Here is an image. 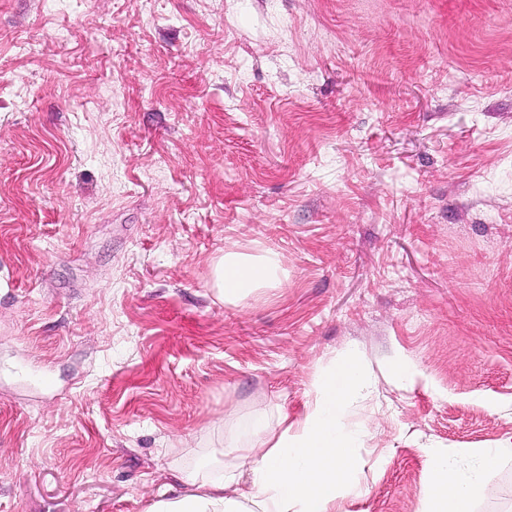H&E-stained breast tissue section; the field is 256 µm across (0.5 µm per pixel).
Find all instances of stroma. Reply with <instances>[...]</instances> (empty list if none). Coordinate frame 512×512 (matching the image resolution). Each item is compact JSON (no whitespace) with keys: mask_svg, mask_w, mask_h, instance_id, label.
<instances>
[{"mask_svg":"<svg viewBox=\"0 0 512 512\" xmlns=\"http://www.w3.org/2000/svg\"><path fill=\"white\" fill-rule=\"evenodd\" d=\"M346 359L348 512L430 448L512 512V0H0V512H146ZM278 256L269 253L259 258H246L238 253H225L213 263V277L219 299L237 302L254 291L279 280Z\"/></svg>","mask_w":512,"mask_h":512,"instance_id":"35a3bbf8","label":"stroma"}]
</instances>
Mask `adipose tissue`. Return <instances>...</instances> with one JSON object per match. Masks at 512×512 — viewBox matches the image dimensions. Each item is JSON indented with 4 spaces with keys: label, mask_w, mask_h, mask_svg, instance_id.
<instances>
[{
    "label": "adipose tissue",
    "mask_w": 512,
    "mask_h": 512,
    "mask_svg": "<svg viewBox=\"0 0 512 512\" xmlns=\"http://www.w3.org/2000/svg\"><path fill=\"white\" fill-rule=\"evenodd\" d=\"M280 260L270 253L247 258L226 253L213 263L219 299L237 302L277 281ZM313 398L294 422L280 417L278 430L255 423L248 443L225 440L194 470L176 467L173 477L188 492L159 497L148 512H345L341 491L359 486L354 448L361 435L340 425L347 397L367 387L351 363L331 366L313 380ZM468 473H461L447 449L428 451L429 482L419 512H471L484 473L499 459L495 448H470Z\"/></svg>",
    "instance_id": "1"
}]
</instances>
